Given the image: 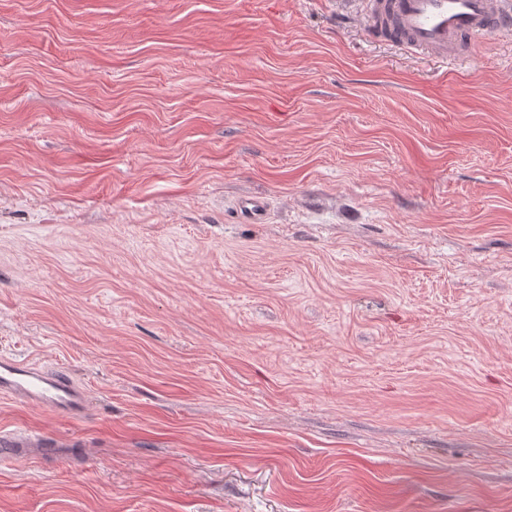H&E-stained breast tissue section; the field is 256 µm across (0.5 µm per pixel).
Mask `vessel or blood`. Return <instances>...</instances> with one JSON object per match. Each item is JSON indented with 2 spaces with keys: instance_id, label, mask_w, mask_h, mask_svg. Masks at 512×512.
Wrapping results in <instances>:
<instances>
[{
  "instance_id": "vessel-or-blood-1",
  "label": "vessel or blood",
  "mask_w": 512,
  "mask_h": 512,
  "mask_svg": "<svg viewBox=\"0 0 512 512\" xmlns=\"http://www.w3.org/2000/svg\"><path fill=\"white\" fill-rule=\"evenodd\" d=\"M368 32L445 60L479 38L512 31V0H364ZM236 208L254 223L267 214V201L238 199ZM0 398L33 405L71 421L85 417V390L64 370L0 354ZM76 440L18 428L0 432V458L24 460L76 447Z\"/></svg>"
}]
</instances>
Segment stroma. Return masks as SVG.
Returning <instances> with one entry per match:
<instances>
[{"label": "stroma", "instance_id": "35a3bbf8", "mask_svg": "<svg viewBox=\"0 0 512 512\" xmlns=\"http://www.w3.org/2000/svg\"><path fill=\"white\" fill-rule=\"evenodd\" d=\"M361 8L0 0V512H512V36ZM235 208L252 222L261 224L267 214V201L265 198L245 197L236 201ZM0 398L33 405L70 421L85 417V390L64 370L0 354ZM80 443L34 430L18 428L0 432V458L25 460L30 456L51 455L56 448H76Z\"/></svg>", "mask_w": 512, "mask_h": 512}]
</instances>
